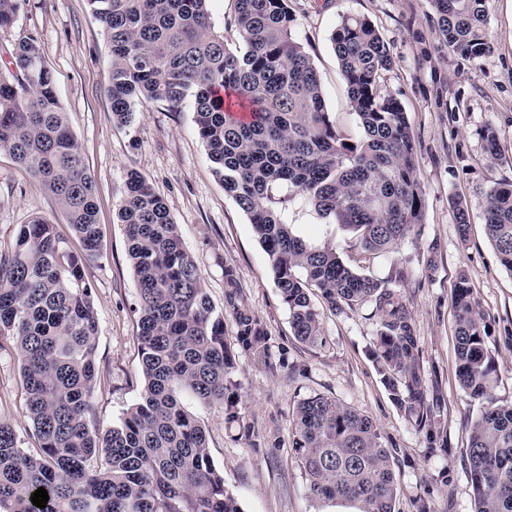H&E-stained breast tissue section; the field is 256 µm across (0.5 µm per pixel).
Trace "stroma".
Segmentation results:
<instances>
[{"instance_id": "stroma-1", "label": "stroma", "mask_w": 512, "mask_h": 512, "mask_svg": "<svg viewBox=\"0 0 512 512\" xmlns=\"http://www.w3.org/2000/svg\"><path fill=\"white\" fill-rule=\"evenodd\" d=\"M293 34L317 71L325 107L346 134H360L347 97L332 34L343 16L369 19L390 46L384 83L407 114L423 190L424 218L393 251L356 261L354 236L295 203L288 221L310 243L332 248L358 271L396 289L409 307L420 347V372L434 430L447 448L429 449L424 432L391 399L370 350L378 317L373 303L340 312L324 308L322 341L299 342L275 285L269 257L247 215L224 191L194 122V101L178 110L140 103L130 125L112 119L107 96L111 53L103 22L89 0H23L14 25L0 30V60L19 40L33 38L55 78L57 96L95 181L101 256L86 265L99 330L91 421L99 432L121 424L144 388L137 343L136 283L118 205L129 172L143 175L164 199L206 291L224 313V334L236 331L226 312L224 266L232 264L250 309L266 336V353L236 351L237 421L221 409L187 399L202 422L216 468L242 512H323L313 499L292 448V414L321 394L367 415L391 453L395 512H474L468 430L480 404L456 376L453 296L467 277L486 324L485 342L497 373L496 396L512 403V270L501 265L483 226L487 189L512 183V0H491L486 33L490 53L462 59L440 38L428 0H289ZM493 127L498 160L483 139ZM470 223L460 235L452 199ZM47 218L69 233L55 201L6 152H0V251L20 225ZM21 363L11 337H0V422L23 448L36 451L23 415Z\"/></svg>"}]
</instances>
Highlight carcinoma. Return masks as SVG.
<instances>
[{
    "instance_id": "obj_1",
    "label": "carcinoma",
    "mask_w": 512,
    "mask_h": 512,
    "mask_svg": "<svg viewBox=\"0 0 512 512\" xmlns=\"http://www.w3.org/2000/svg\"><path fill=\"white\" fill-rule=\"evenodd\" d=\"M208 0H90L111 49L112 119L127 125L144 100L178 108L191 97L195 123L214 172L248 216L267 252L295 338L321 337L317 290L330 310L372 301L379 326L372 350L392 400L432 433V404L420 374V349L399 295L296 235L291 203L312 206L352 231L363 258L388 253L423 222V193L406 112L382 87L392 66L388 43L365 18L346 15L332 42L361 136L347 138L326 111L314 65L292 35L288 0H236L231 24L245 44L228 51L211 25ZM453 52L489 53V0H429ZM21 0H0V29ZM0 151L26 168L78 238L76 254L57 225L36 218L0 252V336L15 338L22 363L24 415L39 453L21 447L0 423V512H241L212 461L205 429L183 395L237 418L231 380L234 348L265 336L234 267L224 264L236 334L224 336L201 272L178 226L146 179L130 172L118 208L137 283V341L144 389L121 424L100 434L93 410L98 321L85 264L100 255L94 181L59 102L37 43L18 42L0 72ZM484 226L501 264L512 269V184L486 191ZM457 376L482 402L469 427L475 512H512V404L491 395L494 360L467 279L454 292ZM292 448L311 496L349 502L358 512H394L391 455L368 416L332 397L301 401ZM46 507L33 505L38 488Z\"/></svg>"
}]
</instances>
